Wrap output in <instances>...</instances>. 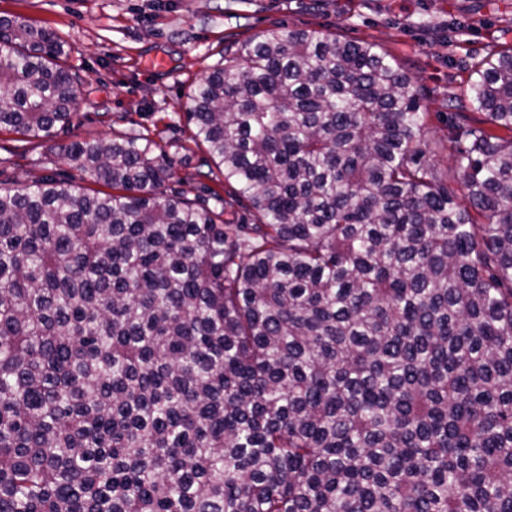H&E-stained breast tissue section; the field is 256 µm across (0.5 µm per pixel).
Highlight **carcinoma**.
I'll return each mask as SVG.
<instances>
[{"instance_id":"carcinoma-1","label":"carcinoma","mask_w":512,"mask_h":512,"mask_svg":"<svg viewBox=\"0 0 512 512\" xmlns=\"http://www.w3.org/2000/svg\"><path fill=\"white\" fill-rule=\"evenodd\" d=\"M69 59L0 17V131L73 126ZM464 69L432 140L373 42L240 45L186 112L236 223L144 134L0 189V512H512V47Z\"/></svg>"}]
</instances>
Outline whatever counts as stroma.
Wrapping results in <instances>:
<instances>
[{"mask_svg": "<svg viewBox=\"0 0 512 512\" xmlns=\"http://www.w3.org/2000/svg\"><path fill=\"white\" fill-rule=\"evenodd\" d=\"M5 14L55 29L71 46L83 84L71 130L33 142L0 133V187L59 178L96 190L66 146L144 133L168 144L173 187L206 204L225 187L209 178V155L190 145L186 93L223 61L225 47L278 24L374 42L409 67L423 89L427 135L435 138L446 100L466 83L465 61L492 45L512 46V8H495L491 0H0ZM159 59L164 68L156 67Z\"/></svg>", "mask_w": 512, "mask_h": 512, "instance_id": "stroma-1", "label": "stroma"}]
</instances>
